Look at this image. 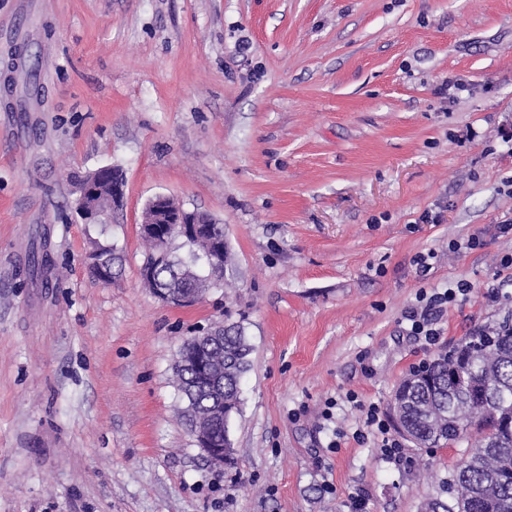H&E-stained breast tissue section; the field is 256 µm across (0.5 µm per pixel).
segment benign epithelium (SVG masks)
I'll list each match as a JSON object with an SVG mask.
<instances>
[{
  "instance_id": "1",
  "label": "benign epithelium",
  "mask_w": 512,
  "mask_h": 512,
  "mask_svg": "<svg viewBox=\"0 0 512 512\" xmlns=\"http://www.w3.org/2000/svg\"><path fill=\"white\" fill-rule=\"evenodd\" d=\"M124 178L112 166H102L80 180L76 213L85 224H106L112 209L124 197ZM215 220L204 213L190 211L165 194L155 196L146 206L139 231L142 235L154 236L163 241L164 246L140 268L142 280L153 283L155 298L174 307H192L200 303L207 292L205 288L179 290L169 281L157 276V270L169 261L167 243L181 240L182 245L192 248L200 242H207L206 258L216 274L224 271V238L213 236ZM88 265L95 280L102 284L112 282V270L98 250L88 254ZM191 435L195 445L207 460L217 467L224 465V448L212 444L210 428L194 426Z\"/></svg>"
}]
</instances>
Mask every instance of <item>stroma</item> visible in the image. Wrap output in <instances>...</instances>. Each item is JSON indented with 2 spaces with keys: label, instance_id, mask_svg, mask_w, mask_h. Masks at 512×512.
<instances>
[{
  "label": "stroma",
  "instance_id": "1",
  "mask_svg": "<svg viewBox=\"0 0 512 512\" xmlns=\"http://www.w3.org/2000/svg\"><path fill=\"white\" fill-rule=\"evenodd\" d=\"M105 165L124 202L82 223ZM159 194L224 226L228 285L192 307L140 280ZM509 219L512 0H0V512H420L462 445L386 458L358 405L512 312V234L448 251ZM460 281L438 344L407 336L419 289ZM232 322L253 351L219 472L173 365ZM124 178L112 166H102L80 180L76 213L85 224H108L112 209L124 197ZM102 253L112 260V248L110 246L99 245ZM102 253L95 249L88 254L89 268L98 283L109 284L112 281V270H110L105 262Z\"/></svg>",
  "mask_w": 512,
  "mask_h": 512
}]
</instances>
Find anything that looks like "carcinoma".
Masks as SVG:
<instances>
[{
  "instance_id": "obj_1",
  "label": "carcinoma",
  "mask_w": 512,
  "mask_h": 512,
  "mask_svg": "<svg viewBox=\"0 0 512 512\" xmlns=\"http://www.w3.org/2000/svg\"><path fill=\"white\" fill-rule=\"evenodd\" d=\"M173 264L161 274L185 285L207 280L210 271L193 253L172 255ZM251 348L244 328L224 326V337L208 349L207 357L224 376V410L240 409V379L247 371ZM175 364L181 418L192 425L206 420L212 396L200 383L185 356ZM393 408L397 432L415 447L467 442V448L442 482L448 501L431 498L425 512H512V320L507 318L474 328L468 336L405 378L398 386Z\"/></svg>"
}]
</instances>
